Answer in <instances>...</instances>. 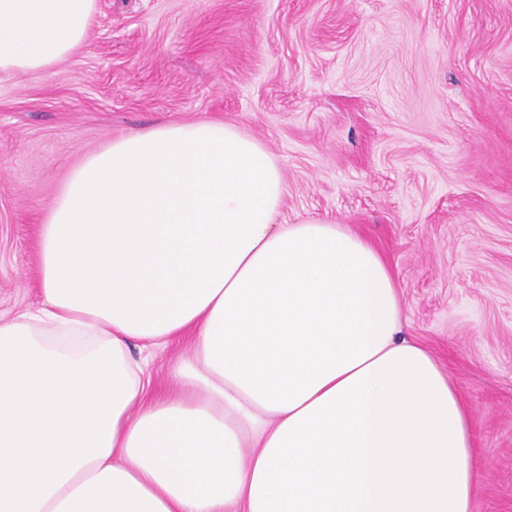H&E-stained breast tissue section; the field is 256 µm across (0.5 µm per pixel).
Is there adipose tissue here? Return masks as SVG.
I'll use <instances>...</instances> for the list:
<instances>
[{"mask_svg":"<svg viewBox=\"0 0 512 512\" xmlns=\"http://www.w3.org/2000/svg\"><path fill=\"white\" fill-rule=\"evenodd\" d=\"M97 0H0V74L50 71ZM272 153L170 122L72 170L42 300L0 319V512H472L471 412L341 224H278ZM192 334L177 392L134 347Z\"/></svg>","mask_w":512,"mask_h":512,"instance_id":"1","label":"adipose tissue"}]
</instances>
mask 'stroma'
Listing matches in <instances>:
<instances>
[{
    "mask_svg": "<svg viewBox=\"0 0 512 512\" xmlns=\"http://www.w3.org/2000/svg\"><path fill=\"white\" fill-rule=\"evenodd\" d=\"M221 120L284 178L276 221L342 224L472 413L473 512H512V0H98L84 46L0 76V316L38 306L37 236L113 140Z\"/></svg>",
    "mask_w": 512,
    "mask_h": 512,
    "instance_id": "1",
    "label": "stroma"
}]
</instances>
